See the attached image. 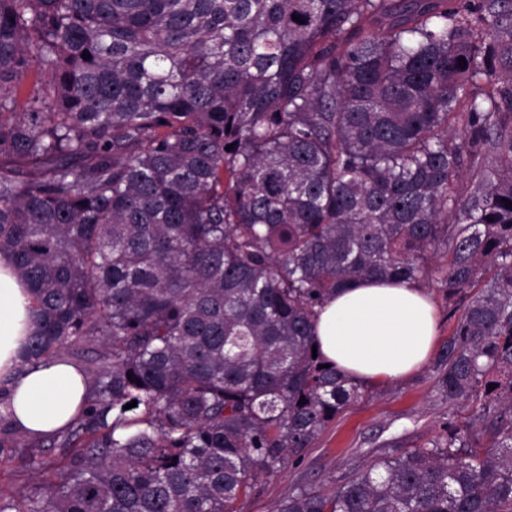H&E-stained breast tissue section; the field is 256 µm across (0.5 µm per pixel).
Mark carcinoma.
I'll use <instances>...</instances> for the list:
<instances>
[{
  "instance_id": "cac0c4a2",
  "label": "carcinoma",
  "mask_w": 512,
  "mask_h": 512,
  "mask_svg": "<svg viewBox=\"0 0 512 512\" xmlns=\"http://www.w3.org/2000/svg\"><path fill=\"white\" fill-rule=\"evenodd\" d=\"M507 200L512 0H0L21 366L70 345L94 374L0 512H237L359 395L316 307L439 255L440 388L482 413L275 512H512Z\"/></svg>"
}]
</instances>
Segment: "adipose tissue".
I'll list each match as a JSON object with an SVG mask.
<instances>
[{
  "label": "adipose tissue",
  "instance_id": "1",
  "mask_svg": "<svg viewBox=\"0 0 512 512\" xmlns=\"http://www.w3.org/2000/svg\"><path fill=\"white\" fill-rule=\"evenodd\" d=\"M33 300L0 255V378L14 424L39 436L63 430L84 407L88 382L67 359L22 366ZM313 336L323 363L354 381H397L430 361L438 336L433 298L417 283L363 279L333 293L319 308Z\"/></svg>",
  "mask_w": 512,
  "mask_h": 512
}]
</instances>
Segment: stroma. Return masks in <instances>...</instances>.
I'll list each match as a JSON object with an SVG mask.
<instances>
[{"mask_svg": "<svg viewBox=\"0 0 512 512\" xmlns=\"http://www.w3.org/2000/svg\"><path fill=\"white\" fill-rule=\"evenodd\" d=\"M439 311V344L452 335L462 309L460 296L449 294L436 278L422 281ZM439 361L412 377L366 383L361 397L345 406L297 461L257 481L236 503L237 512H275L280 502L301 488L331 491L369 464L405 450L426 446L444 435L448 424L460 425L482 409L481 401L449 404L440 390ZM30 450L25 436L0 445V485L28 490Z\"/></svg>", "mask_w": 512, "mask_h": 512, "instance_id": "stroma-1", "label": "stroma"}]
</instances>
